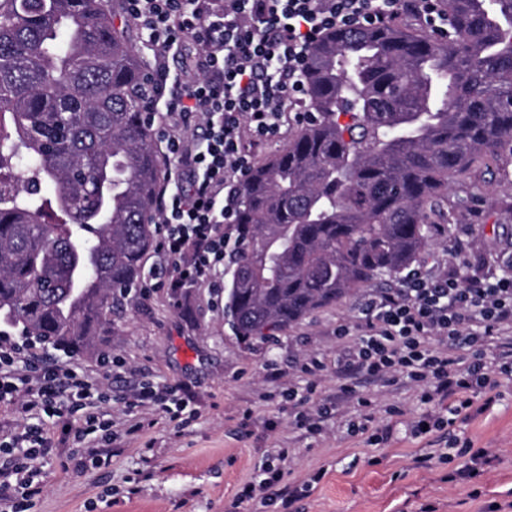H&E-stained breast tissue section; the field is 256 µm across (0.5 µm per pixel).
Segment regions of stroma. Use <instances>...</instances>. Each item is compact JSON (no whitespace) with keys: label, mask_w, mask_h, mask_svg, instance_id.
Returning <instances> with one entry per match:
<instances>
[{"label":"stroma","mask_w":512,"mask_h":512,"mask_svg":"<svg viewBox=\"0 0 512 512\" xmlns=\"http://www.w3.org/2000/svg\"><path fill=\"white\" fill-rule=\"evenodd\" d=\"M431 236L420 259L438 260L441 273L512 271V158L461 174L448 192V216ZM459 238L468 243L461 257L453 252ZM378 290L366 285L292 327L246 341L209 288H189L176 299L167 291L128 298L97 348L46 356L49 364L81 368L109 392L110 464L84 467L72 458L77 415L50 418L0 404V441L30 424L43 425L52 441L33 512H485L489 504L512 503V375L498 374L493 407L425 435L413 430L434 412L422 384L406 379L385 387L364 378L369 408L339 398L346 346L334 331L356 324ZM313 356L325 371L299 373ZM271 363L281 371L275 382L264 375ZM148 382L188 387L197 417L173 421L154 409L128 410L130 395ZM291 397L309 413L328 401L320 430L296 429L276 410ZM388 425L391 438L372 441ZM451 443L457 453L442 456ZM474 450L494 456V466L475 482L449 481ZM269 467L306 485L305 495L291 505L241 500L244 486L263 480Z\"/></svg>","instance_id":"obj_1"}]
</instances>
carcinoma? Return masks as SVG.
Here are the masks:
<instances>
[{
    "label": "carcinoma",
    "instance_id": "carcinoma-1",
    "mask_svg": "<svg viewBox=\"0 0 512 512\" xmlns=\"http://www.w3.org/2000/svg\"><path fill=\"white\" fill-rule=\"evenodd\" d=\"M454 42L399 23L310 50V116L242 188L225 309L286 329L429 247L453 178L512 156V0H445ZM104 0H0V325L76 354L139 281L162 162L145 63Z\"/></svg>",
    "mask_w": 512,
    "mask_h": 512
}]
</instances>
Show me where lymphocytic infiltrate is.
Wrapping results in <instances>:
<instances>
[{"label":"lymphocytic infiltrate","mask_w":512,"mask_h":512,"mask_svg":"<svg viewBox=\"0 0 512 512\" xmlns=\"http://www.w3.org/2000/svg\"><path fill=\"white\" fill-rule=\"evenodd\" d=\"M125 12L144 29L159 55L198 49L176 71H158L169 92H156L145 106L156 126L168 169L158 198V265L137 285L139 295L221 285V269L234 234L239 189L254 166L252 146L279 138L286 118L306 95L309 48L328 32L379 26L402 12L414 14L433 33L445 34L439 0H124ZM203 120L202 136L189 134ZM512 331V274L462 281L421 264L409 269L399 288L365 304L356 327L338 326V337L353 336L351 370L384 385L407 377L423 382L424 398L437 409L424 419L428 429L469 418L474 402L492 406L497 383L492 363L512 372V341L490 354L494 337ZM447 339V349L430 346ZM33 340L0 330V403L25 398L26 411L63 416L82 414L79 435L104 428L101 387L68 367L48 368L28 357ZM466 355H458V348ZM191 396L182 389L142 386L137 407H155L180 419Z\"/></svg>","instance_id":"obj_1"}]
</instances>
